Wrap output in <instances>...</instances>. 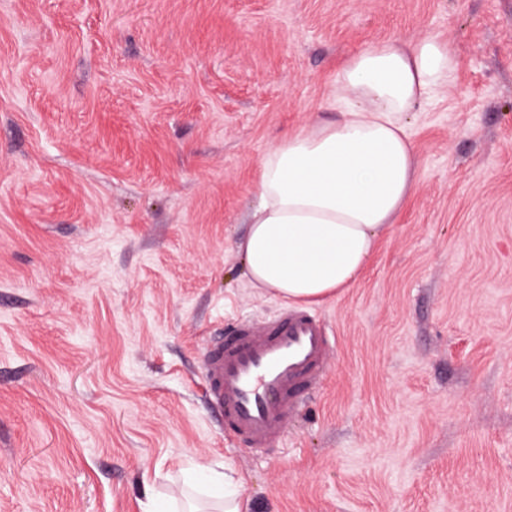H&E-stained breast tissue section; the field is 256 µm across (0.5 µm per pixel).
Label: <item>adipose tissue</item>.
Segmentation results:
<instances>
[{
  "mask_svg": "<svg viewBox=\"0 0 512 512\" xmlns=\"http://www.w3.org/2000/svg\"><path fill=\"white\" fill-rule=\"evenodd\" d=\"M447 43L390 39L351 55L336 75V111L284 134L260 161L258 199L239 243L253 288L288 304H321L357 283L417 179L400 116L453 83ZM231 475L202 487L210 508L248 512Z\"/></svg>",
  "mask_w": 512,
  "mask_h": 512,
  "instance_id": "adipose-tissue-1",
  "label": "adipose tissue"
}]
</instances>
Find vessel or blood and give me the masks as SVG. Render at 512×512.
Here are the masks:
<instances>
[{"mask_svg": "<svg viewBox=\"0 0 512 512\" xmlns=\"http://www.w3.org/2000/svg\"><path fill=\"white\" fill-rule=\"evenodd\" d=\"M334 342L326 323L305 308L230 324L202 349L205 399L230 436L267 454L316 389Z\"/></svg>", "mask_w": 512, "mask_h": 512, "instance_id": "b4317fda", "label": "vessel or blood"}]
</instances>
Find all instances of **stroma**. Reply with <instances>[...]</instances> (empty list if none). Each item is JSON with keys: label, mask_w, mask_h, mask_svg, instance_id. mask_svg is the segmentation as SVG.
I'll return each instance as SVG.
<instances>
[{"label": "stroma", "mask_w": 512, "mask_h": 512, "mask_svg": "<svg viewBox=\"0 0 512 512\" xmlns=\"http://www.w3.org/2000/svg\"><path fill=\"white\" fill-rule=\"evenodd\" d=\"M428 36L459 68L404 116L417 188L251 454L200 354L284 308L236 248L260 161ZM226 465L250 512H512V0H0V512H185Z\"/></svg>", "instance_id": "obj_1"}]
</instances>
